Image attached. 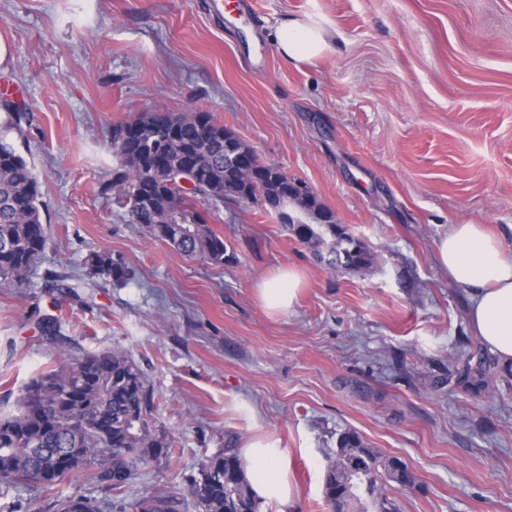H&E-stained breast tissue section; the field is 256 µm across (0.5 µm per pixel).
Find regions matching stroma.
<instances>
[{"label":"stroma","instance_id":"1","mask_svg":"<svg viewBox=\"0 0 512 512\" xmlns=\"http://www.w3.org/2000/svg\"><path fill=\"white\" fill-rule=\"evenodd\" d=\"M231 25L209 0H0V133L41 186L48 246L28 286L0 287V415L58 367L43 315L73 357L125 350L154 392L167 461L126 498L188 494L210 457L255 437L284 453L289 496L260 512H329L327 455L342 432L402 459L413 487L397 512H512V372L454 382L489 351L467 321L470 295L435 263L453 224L512 226V0H253ZM335 29L332 51L290 62L272 34L285 17ZM267 55L254 70L251 50ZM27 114L9 128V107ZM162 109L212 113L264 164L304 182L372 252L333 271L263 205H228L215 228L232 259L191 260L130 223L108 187L113 124ZM111 253L129 270L89 277ZM304 279L287 312L257 285ZM86 276L80 296L46 271ZM95 497L92 476L46 492L0 484V512H52ZM90 274L106 276L111 281L121 282L128 276V271L123 264L112 258L107 252L95 253L89 258Z\"/></svg>","mask_w":512,"mask_h":512}]
</instances>
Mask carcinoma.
I'll list each match as a JSON object with an SVG mask.
<instances>
[{"label": "carcinoma", "mask_w": 512, "mask_h": 512, "mask_svg": "<svg viewBox=\"0 0 512 512\" xmlns=\"http://www.w3.org/2000/svg\"><path fill=\"white\" fill-rule=\"evenodd\" d=\"M224 131L209 112H142L112 127L117 169L111 187L131 223L153 240L189 259L222 264L224 237L208 218L226 204L264 202L284 186L286 174L250 152L255 178L224 183ZM300 217L315 224H285V231L313 248L317 260L336 269V258L360 268L369 263L365 245L338 224H325L326 209L307 187L288 185ZM40 184L27 161L0 137V286L22 287L44 254L48 225L41 218ZM330 234L327 242L324 234ZM90 273L121 282L123 264L107 252L89 258ZM43 335L55 345L62 365L34 379L18 400L19 413L0 417V483L30 484L50 490L84 476L88 461L103 496L72 495L54 503L55 512H181L182 501L165 493L134 501L118 493L146 467L168 459V435L152 424L154 392L146 375L123 350L74 358L70 343L52 317ZM359 456L370 487L382 480L401 482L391 459L363 445L347 431L328 456L323 495L330 512H368L377 501L340 497L345 459ZM202 512H259L260 500L235 448L208 459L201 479L190 484Z\"/></svg>", "instance_id": "carcinoma-1"}]
</instances>
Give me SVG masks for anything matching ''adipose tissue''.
Listing matches in <instances>:
<instances>
[{
  "label": "adipose tissue",
  "instance_id": "obj_1",
  "mask_svg": "<svg viewBox=\"0 0 512 512\" xmlns=\"http://www.w3.org/2000/svg\"><path fill=\"white\" fill-rule=\"evenodd\" d=\"M274 41L286 60L311 61L331 50L333 37L312 17H287L276 27ZM436 258L452 282L470 290L473 332L503 366L512 365V251L505 248L502 236L478 224H454L440 235ZM300 286L296 269H281L260 283L259 297L269 311L284 312L292 306ZM242 455L256 494L287 497L283 453L275 444L250 441Z\"/></svg>",
  "mask_w": 512,
  "mask_h": 512
}]
</instances>
